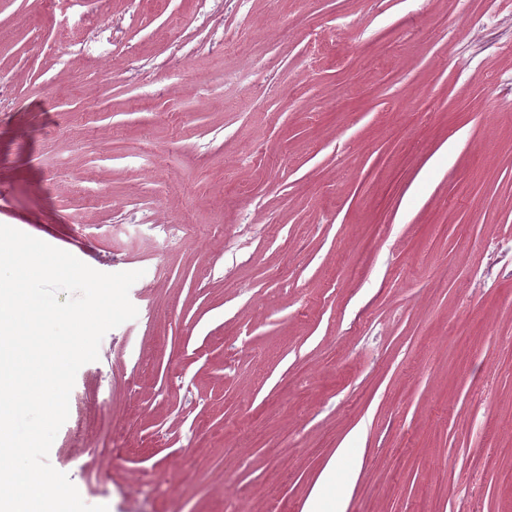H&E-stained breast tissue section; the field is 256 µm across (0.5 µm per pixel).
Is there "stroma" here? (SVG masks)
Returning <instances> with one entry per match:
<instances>
[{
	"label": "stroma",
	"instance_id": "1",
	"mask_svg": "<svg viewBox=\"0 0 512 512\" xmlns=\"http://www.w3.org/2000/svg\"><path fill=\"white\" fill-rule=\"evenodd\" d=\"M0 224L142 273L86 504L512 512V0H0Z\"/></svg>",
	"mask_w": 512,
	"mask_h": 512
}]
</instances>
